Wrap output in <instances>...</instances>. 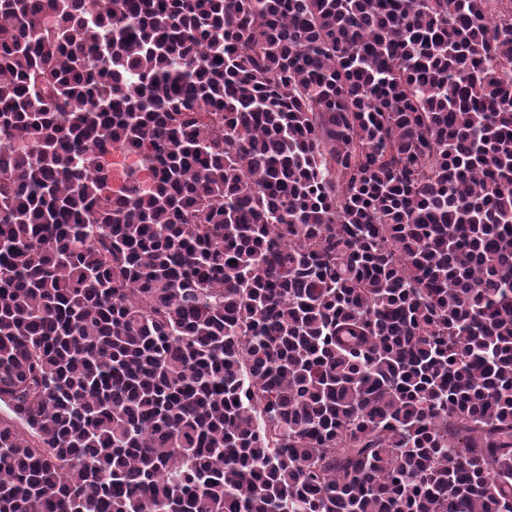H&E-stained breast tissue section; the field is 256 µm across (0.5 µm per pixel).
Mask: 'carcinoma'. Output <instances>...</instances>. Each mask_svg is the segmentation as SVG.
<instances>
[{
  "label": "carcinoma",
  "instance_id": "cac0c4a2",
  "mask_svg": "<svg viewBox=\"0 0 512 512\" xmlns=\"http://www.w3.org/2000/svg\"><path fill=\"white\" fill-rule=\"evenodd\" d=\"M0 403V512H512V8L0 0Z\"/></svg>",
  "mask_w": 512,
  "mask_h": 512
}]
</instances>
